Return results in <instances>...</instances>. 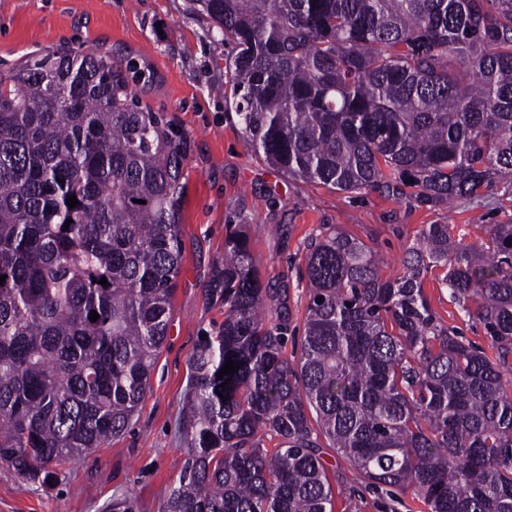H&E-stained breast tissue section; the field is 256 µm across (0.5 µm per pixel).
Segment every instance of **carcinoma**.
Here are the masks:
<instances>
[{"mask_svg": "<svg viewBox=\"0 0 512 512\" xmlns=\"http://www.w3.org/2000/svg\"><path fill=\"white\" fill-rule=\"evenodd\" d=\"M191 2L234 45L226 107L289 179L439 204L512 176V0ZM184 167L181 139L110 57L57 49L0 68V463L21 481L57 482L149 392ZM486 233L423 225L390 281L370 246L323 225L291 359L288 295L262 286L249 225H228L205 289L224 320L189 360L187 457L164 512H333L322 438L428 512H512V220ZM436 269L492 355L437 316ZM230 360L238 372L217 378Z\"/></svg>", "mask_w": 512, "mask_h": 512, "instance_id": "obj_1", "label": "carcinoma"}]
</instances>
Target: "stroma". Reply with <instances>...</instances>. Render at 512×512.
<instances>
[{"mask_svg": "<svg viewBox=\"0 0 512 512\" xmlns=\"http://www.w3.org/2000/svg\"><path fill=\"white\" fill-rule=\"evenodd\" d=\"M111 57L133 80L140 105L164 115L183 136L186 185L180 206L182 261L167 341L151 373V390L129 428L107 447L61 467L50 489L20 482L0 466V512H107L128 498L134 512H162L186 456L180 417L188 395L190 356L204 329L224 312L204 290L224 251L225 227L250 225V248L263 284L288 293V344L297 346L308 305L302 277L309 238L335 224L367 243L402 275L404 247L425 224H449L470 243L489 224L512 218V179L452 204L408 196L346 193L295 182L255 155L224 104V59L232 52L189 0H0V61L60 46ZM433 309L466 342L487 349L480 322L467 316L437 281L426 284ZM335 449L321 460L337 492L334 512H426L414 495L366 487L340 467Z\"/></svg>", "mask_w": 512, "mask_h": 512, "instance_id": "1", "label": "stroma"}]
</instances>
